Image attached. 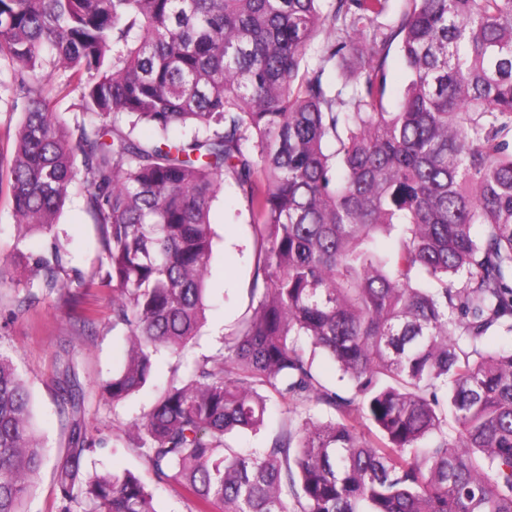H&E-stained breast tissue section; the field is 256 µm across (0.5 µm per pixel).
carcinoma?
Returning a JSON list of instances; mask_svg holds the SVG:
<instances>
[{"label": "carcinoma", "instance_id": "1", "mask_svg": "<svg viewBox=\"0 0 512 512\" xmlns=\"http://www.w3.org/2000/svg\"><path fill=\"white\" fill-rule=\"evenodd\" d=\"M389 2L0 0L17 226L52 234L80 170L98 226L95 270L66 269L55 241L26 300L112 289L128 340L112 405L198 335L224 183L250 214L247 311L132 425L192 512H512V344H491L512 338V0H408L393 32L375 25ZM72 92L67 122L55 104ZM84 400L64 371L55 512H157L138 474L82 472ZM272 402L295 425L234 447ZM46 463L0 352V512H27ZM388 74V96L387 101L391 109L394 108L397 100L402 96L406 81L402 74V62L396 47L393 44L386 63Z\"/></svg>", "mask_w": 512, "mask_h": 512}]
</instances>
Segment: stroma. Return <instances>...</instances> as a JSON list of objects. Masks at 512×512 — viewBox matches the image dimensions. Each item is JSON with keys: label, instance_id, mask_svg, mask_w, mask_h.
I'll list each match as a JSON object with an SVG mask.
<instances>
[{"label": "stroma", "instance_id": "1", "mask_svg": "<svg viewBox=\"0 0 512 512\" xmlns=\"http://www.w3.org/2000/svg\"><path fill=\"white\" fill-rule=\"evenodd\" d=\"M215 246L207 280L206 319L183 358L168 353L157 356L152 381L120 404L105 400L102 388L121 364L125 343L112 328V291L86 289L81 304L67 309L56 297L22 308L24 285L31 275V258L46 253L50 237L33 232L18 238L7 188L0 187V351L22 374L32 395L36 431L51 455L63 454L68 443V423L54 402L56 373L73 368L86 394L90 432L99 445L85 459L86 470L127 468L147 474L144 460L131 449L119 430L147 411L157 387L167 384L178 361L192 362L219 352L226 327L246 310L252 268L249 214L235 197L232 186L220 191L212 210ZM72 264L90 270L96 263L93 242L96 226L83 209L80 197L67 202L56 228Z\"/></svg>", "mask_w": 512, "mask_h": 512}]
</instances>
